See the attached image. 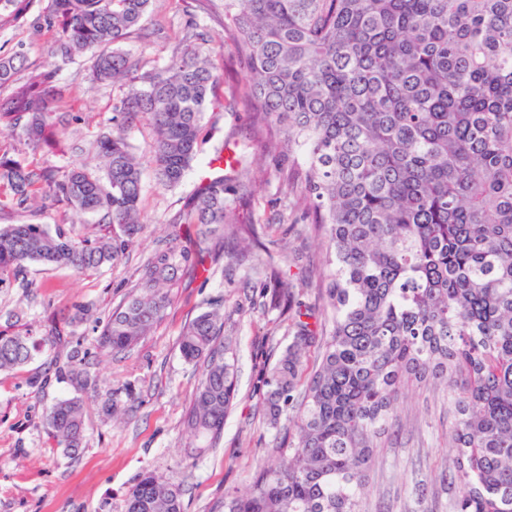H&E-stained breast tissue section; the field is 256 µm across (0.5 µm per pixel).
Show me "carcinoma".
I'll return each mask as SVG.
<instances>
[{"label": "carcinoma", "mask_w": 512, "mask_h": 512, "mask_svg": "<svg viewBox=\"0 0 512 512\" xmlns=\"http://www.w3.org/2000/svg\"><path fill=\"white\" fill-rule=\"evenodd\" d=\"M34 0H0V21L24 17ZM150 0H47L36 16L55 28L58 64L21 81L16 51L0 58V131L49 144L46 129L64 97L59 72L93 59L90 80H125L112 126L94 144L103 166L80 159L62 173L0 156V206L24 214L0 227V283L24 282L33 263L77 275L114 264L144 228L142 163L128 130L139 116L155 129L150 164L174 188L198 159L202 118L220 82L214 48L174 51L143 70L121 48ZM224 33L250 72L254 120L287 162L297 204L323 239L315 283L330 309L328 334L295 308L280 264L287 243L260 241L240 220L252 193L242 151L209 169L173 224L211 237L248 239L234 252L264 277L273 305L289 315L291 341L257 374L276 460L248 489L224 497V512H368L364 489L375 449L395 425L405 387L433 385L448 398L449 512H512V0H224ZM305 155L303 166L296 163ZM62 201L121 236L91 241L38 223L37 201ZM206 251L165 245L138 268L134 291L99 334L114 354L134 350L162 320L184 267L209 279ZM90 318L73 305L47 339L0 333V371L30 362L45 342ZM180 352L203 361L184 426L213 446L237 397V353L224 330V300L182 330ZM79 391L95 380L72 350L59 366ZM57 443L76 453L84 405L74 397L45 415ZM126 512H183L180 494L144 473Z\"/></svg>", "instance_id": "1"}]
</instances>
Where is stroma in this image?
Wrapping results in <instances>:
<instances>
[{"mask_svg":"<svg viewBox=\"0 0 512 512\" xmlns=\"http://www.w3.org/2000/svg\"><path fill=\"white\" fill-rule=\"evenodd\" d=\"M215 52L222 81L211 95L203 119L198 161L181 184L162 188L148 162L155 134L147 120H135L129 141L142 166L141 209L147 226L140 240L114 265L85 277L66 269L31 265L26 283H0V331L47 335L52 322L63 321L73 302L89 305L94 316L75 329L87 354V367L98 380L97 392L78 394L58 373L56 359L64 347L48 346L22 368L0 373V512H126L129 490L151 472L179 489L184 512H224L225 493L244 489L264 455L276 445L275 432L263 418L254 379L272 345L286 346L288 321L273 308L257 276H246L228 257L213 261L209 281L182 273V285L162 322L127 355L113 356L96 347V321H104L130 295L137 268L162 247L168 225L196 193L205 164L226 142L249 144L248 160L255 187L241 209L244 220L261 225L264 239L286 238L289 251L302 254L292 283L297 302L309 307L313 324H321L322 302L312 288L318 278L320 242L310 233V219L287 206L291 190L280 174L281 160L254 128L258 109L245 93L248 68L224 40V14L205 0H152L150 11L122 48L143 69L162 65L174 51L188 49L187 27ZM56 31L32 21L0 23V57L23 52L19 79L50 68ZM91 60L82 55L60 78L67 88L58 126V149L51 154L0 132V155H21L38 167L64 171L72 142L92 147L110 126L114 106L127 85L90 82ZM39 221L48 228L75 222L89 239L118 235V227L72 211L66 204L46 206ZM225 299V321L231 326L238 356V396L224 422L217 447L194 448L182 421L203 366L186 362L179 351L180 332L206 301ZM81 396L85 406V439L78 454H67L51 437L44 411L52 404ZM114 403L117 414L104 411ZM448 401L440 394L412 388L399 405V430L383 440L368 475L369 504L385 502L389 512H448L455 489L445 471L455 451L448 446Z\"/></svg>","mask_w":512,"mask_h":512,"instance_id":"35a3bbf8","label":"stroma"}]
</instances>
